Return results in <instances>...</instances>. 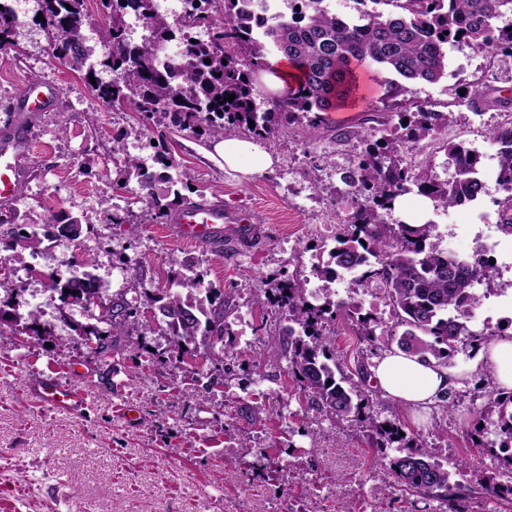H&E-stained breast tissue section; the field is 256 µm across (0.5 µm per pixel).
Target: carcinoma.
<instances>
[{
  "label": "carcinoma",
  "instance_id": "cac0c4a2",
  "mask_svg": "<svg viewBox=\"0 0 512 512\" xmlns=\"http://www.w3.org/2000/svg\"><path fill=\"white\" fill-rule=\"evenodd\" d=\"M216 2L184 0L182 15L172 20L155 9L153 0H99L108 17L101 31L108 54L94 64L87 50L79 47L90 23L86 0H42V6L60 58L88 75L96 74L99 66L112 71L111 81H98L92 87L106 105H130L146 119L168 117L178 131L199 136L244 134L266 139L301 126L308 140H320L335 131L329 113L365 98L361 69H368L373 81L388 75L387 105L367 119L364 132L334 136L336 141L358 139L360 151L342 178L353 196L354 210L340 221L337 246L330 251L335 268L321 275L331 280L339 269H359L353 287L385 295L397 323L405 327L397 346L407 355L446 366L460 350L478 352L487 338L468 326L478 306L474 286L491 284L495 266L469 262L440 248L431 240L429 222L417 227L401 221L391 224L386 215L400 196L413 191L442 208H453L464 199L478 200L485 184L476 176L481 158L474 151L459 143L441 145L455 164V175L446 181L436 179L430 160L417 167L405 153L427 139L437 140L458 106L480 114L492 105L500 115H511L512 95L488 98L494 87L482 78L472 84V94L448 103L446 112L426 104L411 109L397 98L408 92L409 83L434 84L447 75L450 45L465 43L493 60L512 57V24H499L512 17V0H360L364 7L349 19L330 12L324 0H289L291 13H278L260 32L243 9V0H222L220 6ZM128 9L150 31L138 45L128 38ZM13 22V13L0 9V49L12 44ZM272 54L298 67L300 77L287 94L268 98L257 91L256 81L268 69ZM488 136L500 145L495 179L503 195L494 200L497 224L503 234L512 236V121L498 123ZM112 154L125 179L137 178L146 199L144 218L130 222V233L137 235L145 223L168 217L173 204L169 197L180 198L177 186L188 175L149 173L127 153L121 138L114 140ZM159 181L167 184L161 193L156 190ZM18 221L14 212L0 218V245L7 250L19 243L37 249L42 244L38 232L13 231ZM55 223L63 238L81 236L80 218L60 216ZM48 279L49 290L58 294L63 309L103 300L102 288L87 272L74 273L65 281L53 274ZM134 291V283L129 282L111 295V313L100 318L107 328L80 327V335L102 364H109L116 351L114 335L158 328L170 336L180 362L187 357L195 361L193 375L205 377L198 363L205 359L222 380L229 378L222 348L229 301L223 290L207 288L198 300L170 286L157 288L144 295L154 309L149 317L128 301L127 294ZM281 309L288 325L268 334V358L287 362L288 380L298 400L335 425L358 424L374 452V463L388 466L402 496L432 500L438 503L435 512H452L476 491L512 504L511 456L497 459L477 487L463 485L452 481V473L424 446L399 435L395 421H382L374 413L380 397L366 386L368 367L370 359L381 357L389 346L372 345L371 316L349 301L326 297L320 304L312 303L306 280L298 275L288 279ZM40 316L36 307L21 315L0 306V327L21 330L25 334L21 345L28 348L41 335ZM338 319L354 323L361 340L371 343L369 352L359 354L356 381L341 373L336 356ZM482 411L497 417L499 447L511 448L512 391L488 397ZM394 444L398 454L380 455L381 449Z\"/></svg>",
  "mask_w": 512,
  "mask_h": 512
}]
</instances>
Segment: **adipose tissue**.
<instances>
[{"label":"adipose tissue","mask_w":512,"mask_h":512,"mask_svg":"<svg viewBox=\"0 0 512 512\" xmlns=\"http://www.w3.org/2000/svg\"><path fill=\"white\" fill-rule=\"evenodd\" d=\"M225 167L247 175L259 173L271 164L270 157L251 140L224 139L214 146ZM374 377L388 398L412 409H428L446 392L457 388L461 371L435 362H424L403 353H390L378 359Z\"/></svg>","instance_id":"obj_1"}]
</instances>
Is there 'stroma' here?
Instances as JSON below:
<instances>
[{
	"label": "stroma",
	"instance_id": "stroma-1",
	"mask_svg": "<svg viewBox=\"0 0 512 512\" xmlns=\"http://www.w3.org/2000/svg\"><path fill=\"white\" fill-rule=\"evenodd\" d=\"M39 0H22L15 11L11 47L0 50V126L17 117L18 95L31 80L54 83L57 108L31 124L27 177L14 203L22 231L39 230L52 217H85L79 239H44L34 252H10L0 279L17 288L13 302L39 307L45 333L36 347L16 348L10 329L0 330V512H422V501L404 498L394 477L373 465L357 425L331 424L298 401L285 373L286 362L257 364L268 280L298 273L315 298L331 291L351 300L375 320V339L396 344L404 331L388 301L373 291L351 290L350 279L328 282L316 271L327 265L331 236L352 211L350 196L328 198L323 185L339 183L355 143L329 139L305 142L300 133L261 140L270 167L246 176L211 158L213 139L177 131L170 119L143 121L131 108L104 105L83 73L73 71L54 49L39 20ZM482 53L460 44L448 51V74L435 84L411 85L409 100L444 105L466 83L482 75ZM497 111L474 115L461 109L442 140L465 144L483 164L495 167L497 147L487 137ZM123 137L128 151L150 161L152 141H163L174 171H189L190 200L205 197L230 210H247L261 227L244 246H205L177 239L169 221L131 235L126 220L145 207L137 182L116 188L119 170L112 141ZM501 192L488 181L477 213L455 207L424 210L422 196H403L393 219L432 221L441 248L458 253L479 244L480 216L495 219ZM88 260V273L104 296L122 288L125 262H141L140 291H153L193 267L204 284L223 288L231 302L224 362L233 374L224 384L193 380L169 336L155 332L126 336L112 371L101 375L78 328L98 323L100 305L60 310L45 277L68 276ZM39 269V276L28 273ZM500 299L479 307L470 327L498 334L512 317V271L497 279ZM449 368H471L456 390L459 406L424 421L389 399L380 417L399 419L407 435L423 444L445 467H454L472 435L495 440L492 420L480 416L484 398L474 384L485 370L477 356L459 352ZM52 377L86 391L88 405L77 413L53 410L35 394L34 377ZM278 462L271 471L270 462Z\"/></svg>",
	"mask_w": 512,
	"mask_h": 512
}]
</instances>
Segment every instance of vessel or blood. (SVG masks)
Returning <instances> with one entry per match:
<instances>
[{"label": "vessel or blood", "instance_id": "b4317fda", "mask_svg": "<svg viewBox=\"0 0 512 512\" xmlns=\"http://www.w3.org/2000/svg\"><path fill=\"white\" fill-rule=\"evenodd\" d=\"M57 87L38 80L28 82L18 98V109L33 117L53 111L59 101ZM30 151V137L26 127L12 125L0 131V204H12L23 181L24 161ZM170 222L177 236L185 242L213 245L223 239L249 243L257 230L252 218L238 211L225 210L223 205L197 201L175 211ZM38 397L54 409L76 411L84 408L82 391L60 384L54 379L42 380Z\"/></svg>", "mask_w": 512, "mask_h": 512}]
</instances>
